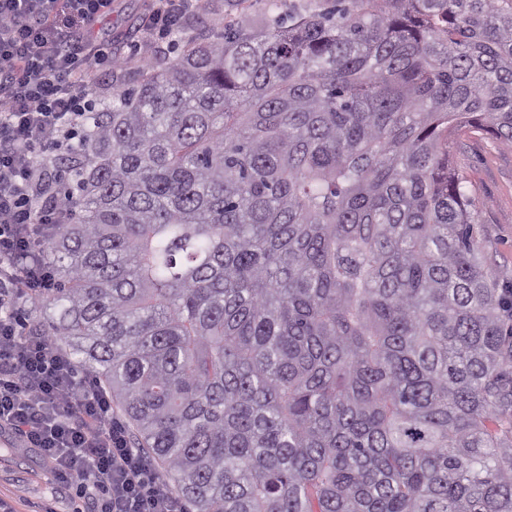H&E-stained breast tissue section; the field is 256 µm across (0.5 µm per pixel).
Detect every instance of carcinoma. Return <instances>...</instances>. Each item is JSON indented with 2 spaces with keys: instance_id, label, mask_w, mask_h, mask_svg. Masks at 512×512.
<instances>
[{
  "instance_id": "obj_1",
  "label": "carcinoma",
  "mask_w": 512,
  "mask_h": 512,
  "mask_svg": "<svg viewBox=\"0 0 512 512\" xmlns=\"http://www.w3.org/2000/svg\"><path fill=\"white\" fill-rule=\"evenodd\" d=\"M512 147V0L231 20L115 80L28 327L191 512H512V287L459 137Z\"/></svg>"
}]
</instances>
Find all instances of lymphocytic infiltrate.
Wrapping results in <instances>:
<instances>
[{
    "mask_svg": "<svg viewBox=\"0 0 512 512\" xmlns=\"http://www.w3.org/2000/svg\"><path fill=\"white\" fill-rule=\"evenodd\" d=\"M112 2L0 0V433L38 453L91 512H183L114 420L99 380L21 322L22 307L53 285L34 243L77 217L49 191V175L62 153L81 147L94 108L88 78L101 63L87 28ZM194 2L155 0L142 30L168 37Z\"/></svg>",
    "mask_w": 512,
    "mask_h": 512,
    "instance_id": "lymphocytic-infiltrate-1",
    "label": "lymphocytic infiltrate"
}]
</instances>
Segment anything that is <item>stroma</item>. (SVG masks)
I'll return each instance as SVG.
<instances>
[{
    "mask_svg": "<svg viewBox=\"0 0 512 512\" xmlns=\"http://www.w3.org/2000/svg\"><path fill=\"white\" fill-rule=\"evenodd\" d=\"M152 0H115L112 15L96 24L97 45L106 56L97 69L95 100L112 94V62L122 60L126 86H134L141 69L144 34L135 28L151 9ZM268 0H198L180 32L157 41L156 57L171 54L173 43L190 37L206 39L223 32L225 21L242 13L258 16ZM463 147L450 158L452 167L469 178L467 189L480 208L475 234L495 260L501 278L512 281V147L497 143L490 134L472 131L463 135ZM0 499L14 512H76L83 502L60 488L43 461L16 445L15 437L0 436Z\"/></svg>",
    "mask_w": 512,
    "mask_h": 512,
    "instance_id": "1",
    "label": "stroma"
}]
</instances>
